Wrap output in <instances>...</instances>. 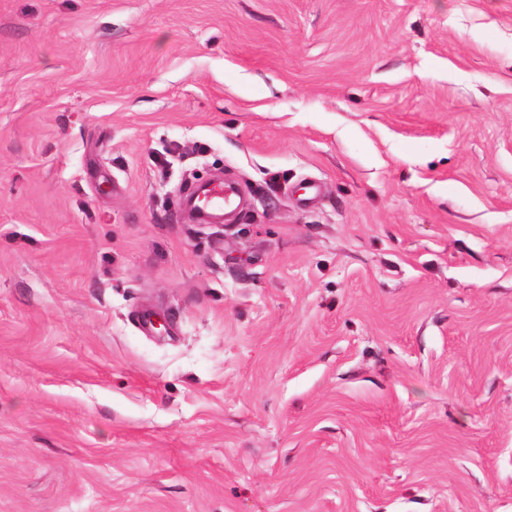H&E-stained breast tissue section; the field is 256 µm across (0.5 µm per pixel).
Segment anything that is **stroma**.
<instances>
[{
	"mask_svg": "<svg viewBox=\"0 0 512 512\" xmlns=\"http://www.w3.org/2000/svg\"><path fill=\"white\" fill-rule=\"evenodd\" d=\"M0 512H512V0H0ZM201 196L208 199L206 206L200 201ZM238 194L231 186L223 182L213 183L206 189L200 188L187 192L182 200V210L191 216L197 223L211 224L213 213L224 211L236 205Z\"/></svg>",
	"mask_w": 512,
	"mask_h": 512,
	"instance_id": "obj_1",
	"label": "stroma"
}]
</instances>
